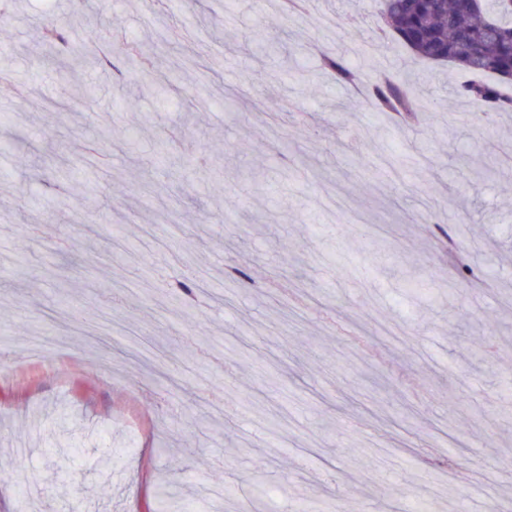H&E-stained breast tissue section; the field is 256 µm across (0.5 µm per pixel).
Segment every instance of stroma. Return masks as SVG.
Here are the masks:
<instances>
[{"label": "stroma", "instance_id": "1", "mask_svg": "<svg viewBox=\"0 0 512 512\" xmlns=\"http://www.w3.org/2000/svg\"><path fill=\"white\" fill-rule=\"evenodd\" d=\"M375 12L0 0V512H512V112L402 49L356 65L423 124L357 102L319 56ZM41 41L50 48L65 47L71 56L77 52V46L69 42L65 29L55 23H48L44 26Z\"/></svg>", "mask_w": 512, "mask_h": 512}]
</instances>
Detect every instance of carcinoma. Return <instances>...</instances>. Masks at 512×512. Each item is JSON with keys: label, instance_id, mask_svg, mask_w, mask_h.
Returning <instances> with one entry per match:
<instances>
[{"label": "carcinoma", "instance_id": "cac0c4a2", "mask_svg": "<svg viewBox=\"0 0 512 512\" xmlns=\"http://www.w3.org/2000/svg\"><path fill=\"white\" fill-rule=\"evenodd\" d=\"M383 26L369 39L382 48L397 45L423 61L448 62L462 73L456 97L478 102L486 120L512 112V0H378ZM41 41L77 52L63 27L48 23ZM320 69L348 90L366 91L372 108L398 117L411 128L417 117L415 95L389 72L364 83L361 70L340 50L323 54Z\"/></svg>", "mask_w": 512, "mask_h": 512}]
</instances>
